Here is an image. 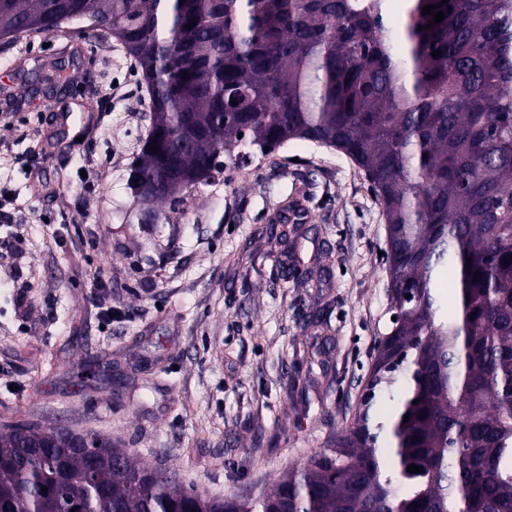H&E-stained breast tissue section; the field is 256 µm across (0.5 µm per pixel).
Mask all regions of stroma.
<instances>
[{"label": "stroma", "mask_w": 512, "mask_h": 512, "mask_svg": "<svg viewBox=\"0 0 512 512\" xmlns=\"http://www.w3.org/2000/svg\"><path fill=\"white\" fill-rule=\"evenodd\" d=\"M150 124L114 36L75 20L0 40V429L99 433L181 485L255 498L362 404L393 328L383 208L349 157L303 139L236 147L177 202H141ZM295 197L308 218L284 241ZM90 360L106 371L80 379Z\"/></svg>", "instance_id": "stroma-1"}]
</instances>
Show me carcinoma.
Segmentation results:
<instances>
[{
    "label": "carcinoma",
    "mask_w": 512,
    "mask_h": 512,
    "mask_svg": "<svg viewBox=\"0 0 512 512\" xmlns=\"http://www.w3.org/2000/svg\"><path fill=\"white\" fill-rule=\"evenodd\" d=\"M83 16L150 85L132 178L158 180L153 199L240 143L304 139L362 168L396 320L354 424L269 493L212 498L109 439L40 427L0 434V512H512V0H409L396 34L382 0H0V38Z\"/></svg>",
    "instance_id": "carcinoma-1"
}]
</instances>
